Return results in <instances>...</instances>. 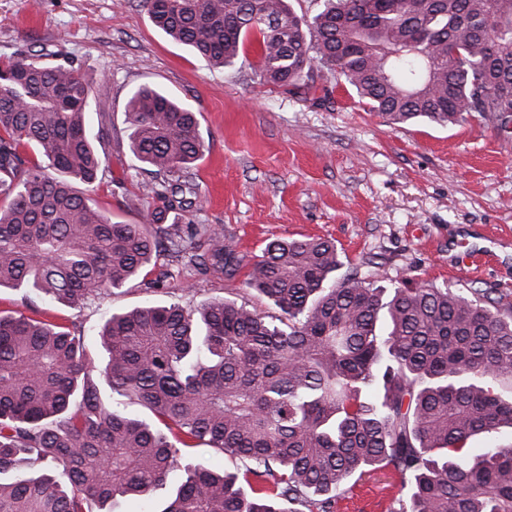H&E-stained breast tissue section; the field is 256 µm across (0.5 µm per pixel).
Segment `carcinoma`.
<instances>
[{
  "instance_id": "carcinoma-1",
  "label": "carcinoma",
  "mask_w": 512,
  "mask_h": 512,
  "mask_svg": "<svg viewBox=\"0 0 512 512\" xmlns=\"http://www.w3.org/2000/svg\"><path fill=\"white\" fill-rule=\"evenodd\" d=\"M154 27L213 67L255 47L264 83L328 95L334 71L392 125L512 121V0H145ZM109 106L67 61L0 57V288L83 308L142 274L168 293L171 257L267 299L275 312L180 296L84 332L0 312V512H336L338 490L379 464L391 512H512V306L488 288L384 283L321 238L248 256L183 224L205 151L197 113L141 86L125 100L132 155L163 202L112 221L79 186L102 172ZM100 116L97 133L87 116ZM30 148L34 157L23 155ZM146 408L159 424L109 409ZM475 440L485 443L473 448ZM206 445L245 463L197 460ZM180 468L163 508L146 506Z\"/></svg>"
}]
</instances>
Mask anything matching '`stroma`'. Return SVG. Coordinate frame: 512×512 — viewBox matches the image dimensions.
<instances>
[{
	"label": "stroma",
	"instance_id": "35a3bbf8",
	"mask_svg": "<svg viewBox=\"0 0 512 512\" xmlns=\"http://www.w3.org/2000/svg\"><path fill=\"white\" fill-rule=\"evenodd\" d=\"M63 52L115 108L98 143L105 171L86 194L113 220L141 223L155 199L129 150L121 111L139 86L164 89L197 112L205 152L187 224L223 229L255 255L275 238L323 237L355 264L393 280L490 288L512 302V128L482 116L454 127L391 125L328 73L323 101L263 84L254 52L212 68L151 23L144 0H0V56ZM122 180L126 197L114 196ZM141 280L81 309L0 289V311L93 336L104 313L152 301ZM396 475L351 477L338 512H389Z\"/></svg>",
	"mask_w": 512,
	"mask_h": 512
}]
</instances>
